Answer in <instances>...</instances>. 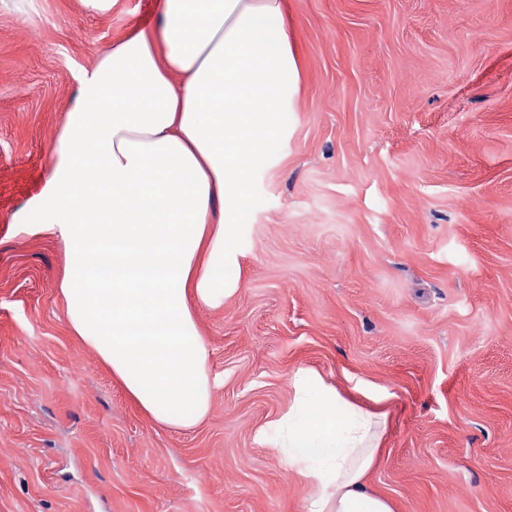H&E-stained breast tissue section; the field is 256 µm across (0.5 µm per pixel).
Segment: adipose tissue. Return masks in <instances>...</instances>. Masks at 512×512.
I'll use <instances>...</instances> for the list:
<instances>
[{
	"instance_id": "1",
	"label": "adipose tissue",
	"mask_w": 512,
	"mask_h": 512,
	"mask_svg": "<svg viewBox=\"0 0 512 512\" xmlns=\"http://www.w3.org/2000/svg\"><path fill=\"white\" fill-rule=\"evenodd\" d=\"M285 0H162L86 69L46 186L22 221L59 237L72 331L157 422L208 413L195 306L238 287L236 243L253 172L297 94ZM287 411L259 433L307 487L305 512H395L369 474L386 393L347 397L297 368Z\"/></svg>"
}]
</instances>
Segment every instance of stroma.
I'll return each instance as SVG.
<instances>
[{
	"label": "stroma",
	"instance_id": "1",
	"mask_svg": "<svg viewBox=\"0 0 512 512\" xmlns=\"http://www.w3.org/2000/svg\"><path fill=\"white\" fill-rule=\"evenodd\" d=\"M299 91L251 179L239 288L196 318L207 417L158 423L75 336L20 223L98 54L161 0L0 9V512H304L256 440L299 366L386 390L395 512H512V0H287Z\"/></svg>",
	"mask_w": 512,
	"mask_h": 512
}]
</instances>
